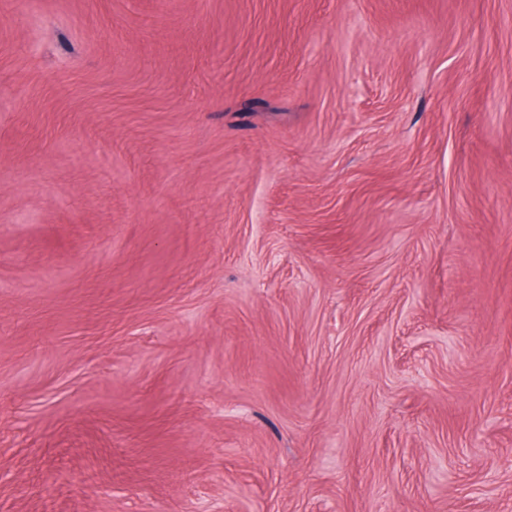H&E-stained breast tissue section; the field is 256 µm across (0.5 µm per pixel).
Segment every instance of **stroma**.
Here are the masks:
<instances>
[{"label": "stroma", "mask_w": 512, "mask_h": 512, "mask_svg": "<svg viewBox=\"0 0 512 512\" xmlns=\"http://www.w3.org/2000/svg\"><path fill=\"white\" fill-rule=\"evenodd\" d=\"M0 512H512V0H0Z\"/></svg>", "instance_id": "obj_1"}]
</instances>
